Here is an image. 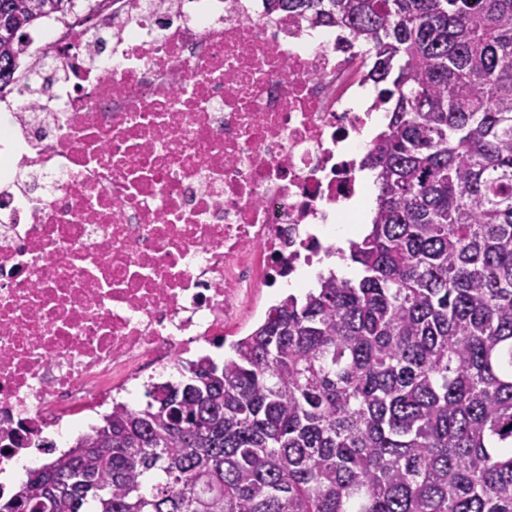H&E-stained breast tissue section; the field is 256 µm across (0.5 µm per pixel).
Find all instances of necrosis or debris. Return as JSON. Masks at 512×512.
<instances>
[{
  "mask_svg": "<svg viewBox=\"0 0 512 512\" xmlns=\"http://www.w3.org/2000/svg\"><path fill=\"white\" fill-rule=\"evenodd\" d=\"M0 95V493L362 222L374 85L273 0H78ZM49 83L47 96L26 86Z\"/></svg>",
  "mask_w": 512,
  "mask_h": 512,
  "instance_id": "4bbe7bcc",
  "label": "necrosis or debris"
}]
</instances>
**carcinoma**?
I'll list each match as a JSON object with an SVG mask.
<instances>
[{
    "label": "carcinoma",
    "mask_w": 512,
    "mask_h": 512,
    "mask_svg": "<svg viewBox=\"0 0 512 512\" xmlns=\"http://www.w3.org/2000/svg\"><path fill=\"white\" fill-rule=\"evenodd\" d=\"M367 44L390 119L355 279L119 405L0 512H512V0H280ZM75 0H0V88Z\"/></svg>",
    "instance_id": "1"
}]
</instances>
